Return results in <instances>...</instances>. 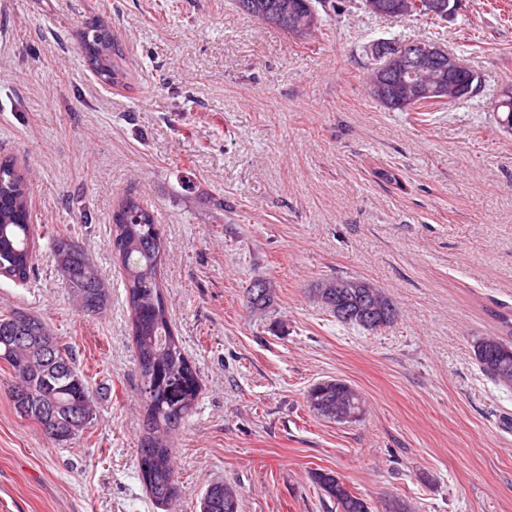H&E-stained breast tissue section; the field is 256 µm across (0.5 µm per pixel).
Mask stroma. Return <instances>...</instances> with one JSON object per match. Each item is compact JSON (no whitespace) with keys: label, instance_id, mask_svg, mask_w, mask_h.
Masks as SVG:
<instances>
[{"label":"stroma","instance_id":"35a3bbf8","mask_svg":"<svg viewBox=\"0 0 512 512\" xmlns=\"http://www.w3.org/2000/svg\"><path fill=\"white\" fill-rule=\"evenodd\" d=\"M335 3L300 40L234 0H0V156L32 177L38 244L27 281L0 277V314L43 318L98 391L57 445L17 415L0 362V512H164L138 474L142 383L110 244L128 194L167 243L159 286L201 378L171 437L176 512H200L217 481L241 512H336L321 469L375 505L512 512V388L472 348L512 314V132L494 109L512 86V0H458L436 24ZM94 16L123 43L126 88L84 65L76 32ZM394 37L452 50L478 90L422 122L386 109L366 76ZM59 236L108 284L101 314L58 273ZM337 276L373 282L397 322H337L315 297ZM257 279L275 288L259 314ZM328 378L362 393V418L309 410Z\"/></svg>","mask_w":512,"mask_h":512}]
</instances>
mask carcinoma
<instances>
[{
  "instance_id": "cac0c4a2",
  "label": "carcinoma",
  "mask_w": 512,
  "mask_h": 512,
  "mask_svg": "<svg viewBox=\"0 0 512 512\" xmlns=\"http://www.w3.org/2000/svg\"><path fill=\"white\" fill-rule=\"evenodd\" d=\"M246 16L261 21L276 20V28L293 34L298 19L322 8L329 12L331 0H235ZM79 40L89 68L106 85L127 86L128 74L122 68L123 48L112 30L99 19L84 22ZM450 101L427 97L413 106L393 95L384 107L398 112H432ZM31 187L10 158L0 160V275L13 281H26L34 269L35 229L31 224ZM112 246L124 270V287L132 313V332L137 370L143 384L144 412L138 470L149 478V491L155 503L169 501L174 510L178 487L174 479L173 448L168 435L189 416L199 393V375L175 336L166 302L159 289L158 274L166 245L155 216L138 199L128 196L112 213ZM66 256L63 278L82 312L98 314L105 307L108 290L95 274L82 247L71 238L53 242V261ZM262 287L247 289L252 310H263L273 301L267 281ZM318 300L331 313L336 306L367 308L359 294L317 289ZM398 308L387 296L374 306L367 318H337V321L374 332L397 321ZM505 336H484L475 340L474 355L480 369L494 382L512 384V318L500 316ZM0 361L7 363L11 377V398L20 416L34 421L50 441L62 445L79 435L93 418V388L76 366L68 343L54 334L40 317L22 311L0 315ZM187 385V403H169L163 387L173 377ZM309 409L330 421L336 411L348 408L365 413V401L357 388L341 379H324L306 392ZM315 484L336 505V512H374L366 499L346 487L332 470L315 471ZM237 486L216 482L207 487L201 499V512H240Z\"/></svg>"
}]
</instances>
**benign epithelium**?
Returning <instances> with one entry per match:
<instances>
[{"label":"benign epithelium","instance_id":"7a95c632","mask_svg":"<svg viewBox=\"0 0 512 512\" xmlns=\"http://www.w3.org/2000/svg\"><path fill=\"white\" fill-rule=\"evenodd\" d=\"M426 5L430 14L447 16L455 11L456 0H426ZM406 7L407 0H364V8L377 16L402 17ZM468 70L460 57L435 42L409 41L376 57L372 87L383 100L389 98V85L404 86L409 102L422 96L456 99L469 89L459 81Z\"/></svg>","mask_w":512,"mask_h":512}]
</instances>
